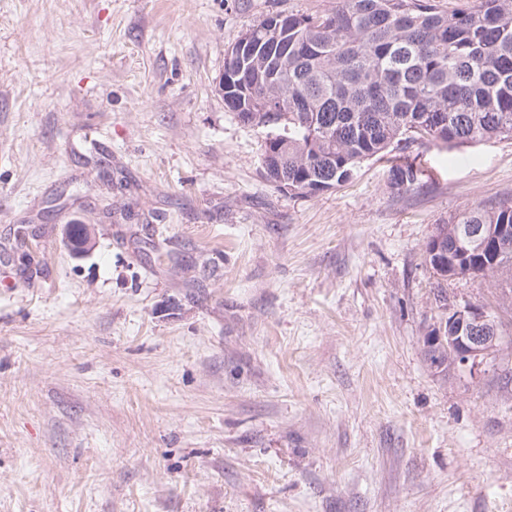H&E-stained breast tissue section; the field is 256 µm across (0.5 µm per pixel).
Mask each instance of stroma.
<instances>
[{
	"mask_svg": "<svg viewBox=\"0 0 512 512\" xmlns=\"http://www.w3.org/2000/svg\"><path fill=\"white\" fill-rule=\"evenodd\" d=\"M333 0H0V512H512V305L435 373L424 247L512 205V139L316 196L224 107V53ZM92 225L94 246L63 228ZM392 164L387 171V179L389 187L393 190H403L414 185L418 176L421 174L420 169L414 164L413 161H409L408 157L392 156ZM387 158V159H390ZM83 231L79 239L72 237L71 224L64 227V239L73 255L78 256L93 246L94 230L89 224H82Z\"/></svg>",
	"mask_w": 512,
	"mask_h": 512,
	"instance_id": "obj_1",
	"label": "stroma"
}]
</instances>
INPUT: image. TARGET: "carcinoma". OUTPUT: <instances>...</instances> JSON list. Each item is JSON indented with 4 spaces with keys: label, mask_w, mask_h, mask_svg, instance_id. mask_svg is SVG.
<instances>
[{
    "label": "carcinoma",
    "mask_w": 512,
    "mask_h": 512,
    "mask_svg": "<svg viewBox=\"0 0 512 512\" xmlns=\"http://www.w3.org/2000/svg\"><path fill=\"white\" fill-rule=\"evenodd\" d=\"M224 106L260 116L262 165L277 189L326 192L367 160L415 142L441 148L512 138V0L445 11L429 0H336L315 15L272 13L224 55ZM420 169L393 157L389 187L414 185ZM512 226V206L473 208L439 224V253L425 250L445 284L489 265L512 293V250L485 245L492 226ZM425 359L454 368L443 343L424 336Z\"/></svg>",
    "instance_id": "carcinoma-1"
}]
</instances>
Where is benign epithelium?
Returning a JSON list of instances; mask_svg holds the SVG:
<instances>
[{"label": "benign epithelium", "mask_w": 512, "mask_h": 512, "mask_svg": "<svg viewBox=\"0 0 512 512\" xmlns=\"http://www.w3.org/2000/svg\"><path fill=\"white\" fill-rule=\"evenodd\" d=\"M64 239L73 255L78 256L93 246L94 230L89 224L83 225L80 238L72 237L71 225L64 227ZM497 330V324L489 308L477 302L448 305V341L452 357L459 368L474 376L487 365L501 347V337L488 335Z\"/></svg>", "instance_id": "1"}]
</instances>
